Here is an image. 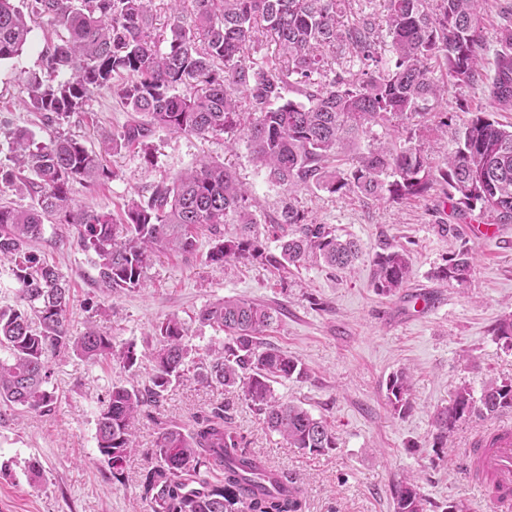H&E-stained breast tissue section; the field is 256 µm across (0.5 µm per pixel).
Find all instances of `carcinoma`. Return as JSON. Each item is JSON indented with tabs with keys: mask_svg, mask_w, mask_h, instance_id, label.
Masks as SVG:
<instances>
[{
	"mask_svg": "<svg viewBox=\"0 0 512 512\" xmlns=\"http://www.w3.org/2000/svg\"><path fill=\"white\" fill-rule=\"evenodd\" d=\"M152 2L30 0L26 14L14 0H0V62L22 52L35 18L46 17L65 32L43 53L46 76L27 79V104L45 125H63L94 93L112 91L116 78L123 79L117 91L131 112L123 130L103 139L97 151L61 131L38 142L28 129L0 130L12 162L0 165V183L35 198L26 209L0 203V258L13 264L20 285V305L0 310V352L7 353L0 357V403L51 411L49 363L60 355L95 361L115 354L127 370L137 362L130 348L114 353L112 338L95 325L80 336L69 333L70 284L31 250L52 217L75 225L77 246L94 254L97 283L111 292L141 287L162 251L195 255L203 229L213 236L207 261L219 267L259 258L275 268L319 260L332 268L351 266L358 244L328 224L307 222L291 197L302 187L399 201L425 195L440 180L457 207L478 206L493 220L512 223V129L477 114L436 167L412 137L403 136L450 83L480 81L500 110L512 112V11L503 15L489 74L478 68L486 43L482 0H387V59L371 19L338 20L342 0H169L172 24L162 33L153 28ZM188 3L190 27L180 21ZM260 28L278 57H250ZM338 46L354 53L359 73L336 71L322 54ZM434 65L444 70L441 82L432 77ZM288 90L303 100L285 98ZM375 127L384 129L383 136L373 133ZM156 129L246 139L254 165L290 193L267 226L280 241V256L265 254L252 195L236 172L216 161H202L172 184L131 199L119 217L74 205L73 184L91 188L112 179L116 173L106 156ZM225 224L238 225L237 233L224 237ZM472 271L469 254L460 251L435 276L461 285ZM409 274L407 250L389 245L374 254L371 282L378 293L395 292ZM198 321L225 333L224 343L208 353L210 361L198 366L201 379L238 388L289 446L309 453L336 447L327 421L274 394L272 382L303 374L296 357L260 341L274 311L224 297L205 306ZM155 336L150 385L113 387L99 414L97 448L115 478L134 447L135 418L185 371L187 323L168 317L155 326ZM410 391L406 372L390 377L387 399L394 412L409 410ZM511 410V379L489 380L477 398L461 387L435 412L433 448L442 452L462 420ZM154 454L156 465L143 478L152 512H304L303 492L288 474L279 473L278 491L263 488L268 467L245 448V437L222 408L199 417L188 431L165 429ZM215 472L223 476L220 486L208 479ZM394 500L395 512H425L424 498L408 479L395 486Z\"/></svg>",
	"mask_w": 512,
	"mask_h": 512,
	"instance_id": "obj_1",
	"label": "carcinoma"
}]
</instances>
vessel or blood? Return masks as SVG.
Here are the masks:
<instances>
[{
    "instance_id": "obj_1",
    "label": "vessel or blood",
    "mask_w": 512,
    "mask_h": 512,
    "mask_svg": "<svg viewBox=\"0 0 512 512\" xmlns=\"http://www.w3.org/2000/svg\"><path fill=\"white\" fill-rule=\"evenodd\" d=\"M469 457V478L494 512H512V426L477 432Z\"/></svg>"
}]
</instances>
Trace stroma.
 <instances>
[{
    "label": "stroma",
    "instance_id": "1",
    "mask_svg": "<svg viewBox=\"0 0 512 512\" xmlns=\"http://www.w3.org/2000/svg\"><path fill=\"white\" fill-rule=\"evenodd\" d=\"M61 34L48 19H37L21 55L0 63V123L31 129L42 142L53 129L26 107L27 78L41 71L43 51ZM477 112L512 124V112L499 111L482 86L452 85L434 101L424 126L414 127V145L432 165L441 164ZM442 114L448 117L447 134L427 136L425 125ZM129 118L116 94L101 92L65 129L94 148ZM205 156L224 162L250 188L260 222H268L291 195L252 164L244 141L229 151L220 136L201 139L159 129L145 146L109 156L115 178L92 190L74 185L72 196L83 208L117 216L131 198L170 182ZM291 196L307 221L332 225L337 235L358 242L362 255L352 267L333 270L319 262L278 271L266 259H250L218 268L206 260L213 241L203 232L192 259L159 253L141 288L112 294L98 287L90 254L73 241V225L45 224L32 248L70 284L71 335L95 323L111 336L115 351L134 347L139 361L126 370L111 359L59 357L50 363L48 389L55 396L50 413L0 405V463L10 465L0 473V512H149L142 478L156 463L160 433L172 425L190 428L195 417L218 407L245 435L252 452L295 477L305 491L306 512H394L392 489L409 476L428 512H446L453 504L489 512L464 468L466 448L481 421L459 422L450 448L439 456L432 448L434 414L459 387L477 395L490 379L512 378V348L494 335L502 317L512 314V223L499 225L489 237L472 233V226L487 224V216L454 210L439 181L428 194L398 202L310 188ZM442 224L451 225L454 236L441 237ZM387 244L409 252L411 274L397 292L381 295L371 282V260ZM458 249L473 257V276L464 285L435 276ZM417 292L432 299L420 313L411 303ZM224 296L278 310L263 340L295 356L304 374L274 382V392L326 419L336 433V448L312 455L289 447L267 429L238 389L206 382L192 367L170 384L158 405L137 416L136 446L123 476L113 478L96 440L99 413L112 387L148 382L149 355L156 344L153 327L166 317L188 323L193 349L222 341L223 331L200 323L197 314ZM403 369L411 374V407L398 415L388 403L386 386ZM33 460L41 466L37 478L28 472Z\"/></svg>",
    "mask_w": 512,
    "mask_h": 512
}]
</instances>
